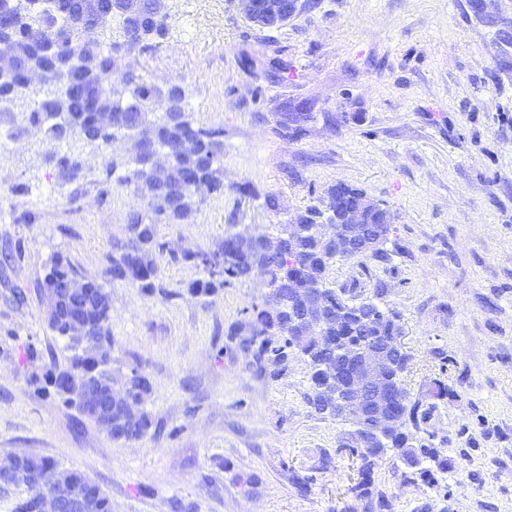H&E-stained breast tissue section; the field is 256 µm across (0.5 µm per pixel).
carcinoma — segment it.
I'll return each instance as SVG.
<instances>
[{"instance_id": "1", "label": "carcinoma", "mask_w": 512, "mask_h": 512, "mask_svg": "<svg viewBox=\"0 0 512 512\" xmlns=\"http://www.w3.org/2000/svg\"><path fill=\"white\" fill-rule=\"evenodd\" d=\"M82 0H73L71 10L57 15L47 25H36L31 19L26 7V0H15L14 22L5 30L0 29V53H27L34 64L49 66L52 59L44 54V49L51 43L55 44L62 54H78L84 51H94L99 59L96 72L85 77V104L65 105L63 87L68 77L59 78L57 83L47 85L38 90L31 98V103L22 121L15 119L11 108L17 100L24 98L30 88L21 84H0V127L9 129L12 139L16 140L32 133L49 136L42 127L52 114L61 113L72 127L70 142H86L109 144L112 133L134 132L146 141H154L166 154L171 167L186 171L192 175V185L186 191L178 194L172 201L151 195L146 201V209L133 215L128 224V237L125 241L112 242V257L108 274L116 280L123 276L127 266L130 250H136L138 262L137 273L130 283L137 285L148 295L158 288L157 271L150 255L153 250L161 249L164 244L159 242L157 225L159 224H192L194 223L200 203L207 195L224 189V167L221 160L195 168L193 154L195 146L203 139L224 140V129L206 128L187 121L181 128L171 127L164 112L163 100L157 85L148 83L137 73L133 64L135 54L146 48V43L166 35L169 26V16L163 15L157 19L147 34H139L130 21L118 25L121 31L120 39L110 37L112 28L100 31L97 36L82 35L70 29L72 18L80 11ZM99 112L112 113V132L102 133L95 129L96 115ZM65 165L58 168L61 179L71 181L79 177L83 165L80 156L69 151L64 153ZM119 185H131L138 192L145 194L149 191L152 171L145 159L132 157H113L106 163L105 180L102 182L100 194L105 196L110 192L111 181ZM347 194L353 199L365 196V192L354 186L339 183L329 187L323 199L322 207L309 208L297 219L299 224H316L326 215L325 206L336 201L339 195ZM173 260L190 263L203 269L207 277L193 281L189 292L195 296L210 297L219 289L233 280L249 278L254 253L251 248L230 252L224 249L220 242L211 250L184 251L172 255ZM288 252L278 255L270 254L265 258V274L267 286L271 293H276L278 287L288 279ZM75 274V270L57 256L54 258L49 272L45 275L40 288L48 293L50 287L58 280ZM92 296L85 300H75V315L66 318L52 310H47L46 318L49 328L59 337L68 349L77 347L88 352V357L100 359L107 363L111 358L112 339L109 322L112 307L109 294L103 286L95 281H86ZM339 307L349 318L346 335L350 336L352 345H371L399 335L400 326L398 314L385 311L376 303L366 300L360 306L354 307L341 295H335ZM288 315L279 314L270 307L259 308L255 316L245 325L231 329L230 335L240 336L247 333L249 343L259 342V349L271 355L273 362L288 361V352L302 355L310 370L311 389L319 386V375L314 367V354L310 349L299 345L296 337L288 332ZM87 375L84 366L78 363V358H72L70 365L61 367L52 361L43 371V379L47 386L54 387L56 378L67 379V386L55 387V392L64 401L79 407V391L83 379ZM150 391V386L142 383L139 377H130L124 386L118 390L121 398L130 401H141ZM128 427L135 440L145 438L152 427V421L145 411H138L131 422L124 423L121 410H112V430ZM390 450L401 458H409L418 466L433 461L437 453L432 448L414 446L409 431L402 428L392 434ZM55 468L58 488H64L76 494H82L93 488L101 492L96 505L89 512H112V503L101 487L83 472L74 469L60 468L54 462L26 453H10L0 459V468L15 472V486L22 487L27 492L26 498L19 504L17 512H34L37 503L43 497V490L29 483L27 474L34 467ZM361 512H384L390 507L387 497L381 491L373 490V482L369 467L362 470V481L358 485Z\"/></svg>"}]
</instances>
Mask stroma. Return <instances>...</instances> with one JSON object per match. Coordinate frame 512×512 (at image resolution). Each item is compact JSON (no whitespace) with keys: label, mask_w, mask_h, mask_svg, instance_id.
Masks as SVG:
<instances>
[{"label":"stroma","mask_w":512,"mask_h":512,"mask_svg":"<svg viewBox=\"0 0 512 512\" xmlns=\"http://www.w3.org/2000/svg\"><path fill=\"white\" fill-rule=\"evenodd\" d=\"M165 7L166 35L136 64L185 87L195 124L223 127L224 191L194 223L159 225L168 293L149 296L105 273L145 207L130 186L100 194L123 143L84 146L71 183L39 135L0 150V456L84 472L112 512H350L362 461L349 426L309 406L301 357L275 364L231 333L264 302L262 282L196 297L202 270L174 259L232 224L290 223L346 183L394 214L390 258L336 261L328 280L398 314L402 380L423 415L413 436L441 458L427 477L374 459L376 487L392 512H512V0H297L271 29L239 0ZM57 255L111 298L114 379L136 369L152 384L143 440L113 442L35 390L45 363L71 356L40 291Z\"/></svg>","instance_id":"35a3bbf8"}]
</instances>
